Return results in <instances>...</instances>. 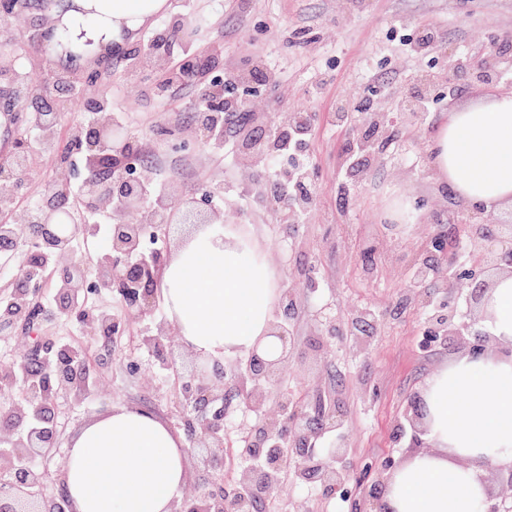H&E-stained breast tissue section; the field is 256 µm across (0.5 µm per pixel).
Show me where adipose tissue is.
<instances>
[{
    "instance_id": "obj_1",
    "label": "adipose tissue",
    "mask_w": 512,
    "mask_h": 512,
    "mask_svg": "<svg viewBox=\"0 0 512 512\" xmlns=\"http://www.w3.org/2000/svg\"><path fill=\"white\" fill-rule=\"evenodd\" d=\"M61 15L74 42L108 46L137 32L169 0H75ZM437 181L463 201L512 205V95L449 112L430 148ZM161 290L168 316L194 354L213 359L271 344L269 265L224 225L200 228L171 254ZM488 331L499 351L463 354L421 391L432 447L412 454L385 488L386 512H477L488 461L512 463V275L496 280ZM185 453L150 414L118 407L83 426L64 474L71 512H170L184 487Z\"/></svg>"
}]
</instances>
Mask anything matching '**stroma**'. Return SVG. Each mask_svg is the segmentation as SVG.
Instances as JSON below:
<instances>
[{"mask_svg": "<svg viewBox=\"0 0 512 512\" xmlns=\"http://www.w3.org/2000/svg\"><path fill=\"white\" fill-rule=\"evenodd\" d=\"M172 13L159 14L133 37L113 48L102 79L109 88L112 113L119 116L121 134L139 139V165L161 191L186 197L210 193L213 208L223 212L232 235L247 241L267 259L273 286L288 287L289 279L314 273L316 286L303 308L291 319L295 349L283 385L299 397L306 412L322 404L335 422L323 434L324 447L343 445L338 468L351 479L341 494L327 496L318 489L296 485L292 475L282 479L280 492L260 500L256 512H355L370 500L369 486L359 476L376 470L388 458H405L413 430L404 414L418 404L428 378L458 354L452 341L423 345V328L440 305L466 312L470 302L455 286L427 289V302L409 291L412 267L426 241L445 236L456 266H468L470 256L461 231L452 230L448 213L461 209L473 223L485 211L462 203L452 190L438 184L429 165V148L442 120L456 105L486 94H512V0H172ZM59 0H30L24 13L0 22V44L14 51L15 88L28 97L31 112H58L54 149L33 153L29 174L14 203L15 213L38 206L46 186L70 179L72 197L86 177L84 166L63 167L59 161L70 146L72 126L83 120L89 72L96 57L86 51L57 52L67 64L72 83L50 93L42 85L53 72L41 55L44 28ZM190 20L191 41L176 43L172 56L214 47L223 53L213 61L209 76L261 65L268 76L249 86L254 113H312L308 141L310 173L318 191L315 210L300 224L279 220L275 198L267 183L268 169L244 168L238 154L215 145H197L189 136L195 125L193 101L198 89L159 100L154 85L160 75L140 67L130 80L124 54L140 48L150 33L160 31L172 15ZM424 26L441 35L431 50L411 56L403 43ZM487 47L494 48V66H506L496 83L475 85L467 66L449 71V62L468 63ZM430 77L429 110L417 129L394 125L396 145L384 163L372 166L361 185L343 176L344 150L352 137L332 126L329 113L343 100L365 104L368 110L400 113L402 99L414 81ZM325 81L319 97L308 94L315 78ZM56 291L43 289L41 314L33 329L16 328L0 334V364L18 359L28 335L57 344H78L86 352L90 388L84 396L59 400L55 423L60 431L54 457L39 459L54 490H61L69 461L70 442L91 420L127 406L150 412L184 439L180 390L159 355L182 345L181 337L163 340L160 348L141 345L152 322L167 318L165 303L150 316L130 318L123 335L92 334L74 318L56 316ZM371 309L378 323L367 352L356 347L351 318L358 309ZM329 313L340 328L324 344L317 322Z\"/></svg>", "mask_w": 512, "mask_h": 512, "instance_id": "1", "label": "stroma"}]
</instances>
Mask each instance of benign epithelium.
<instances>
[{"label":"benign epithelium","mask_w":512,"mask_h":512,"mask_svg":"<svg viewBox=\"0 0 512 512\" xmlns=\"http://www.w3.org/2000/svg\"><path fill=\"white\" fill-rule=\"evenodd\" d=\"M139 63L153 65L161 71L170 68L168 56L151 49L141 53ZM93 107L97 110L96 126L85 129L73 126L71 145L78 147L85 159L88 176L84 179L81 200L84 211L109 212L115 224L105 248L92 260H79L74 244L80 239L94 238L99 225L87 224L69 206L70 186L67 180L51 183L45 202L38 209L35 231L29 235L23 228L28 219L17 216L13 221L0 222V249L5 251L3 262L12 264L14 283L7 298L0 302V330L18 324H30L39 314L36 297L42 288L39 269L51 268L58 293L56 313L62 317H78L95 335H115L125 327V320L108 310L97 313L84 311L79 299L94 288L116 291L126 300L128 311L145 315L155 301L157 285L167 258L162 254L147 255V232L152 229L170 239L175 224H216L224 222V214L214 210L197 197L176 198L173 195L148 197V175L133 167L139 154L138 145L119 136L112 126L111 102L104 87L94 88ZM302 112H289L284 120L270 113H257L263 124L289 127L301 121ZM42 128L40 146L53 140L60 114L41 112L37 117ZM32 147L17 141L13 150L0 160V208L13 204L21 178L28 173L27 158ZM117 167V178H102L97 172L104 167ZM473 256L471 269L459 274L457 287L467 292L474 303L467 321L459 320L454 308L446 310L440 320L432 321L433 336L452 339L459 348L472 352L489 351L496 340L480 329L483 311L491 293L490 279L512 275V225L508 231L491 241L488 232L468 233ZM415 276L432 279L435 288L448 287V268L425 256L416 268ZM313 286L312 278L293 280L280 299L289 310L298 308ZM168 327L156 322L141 336L144 345L154 347ZM273 349L254 348L248 365L227 362L224 376H210L206 364L185 376L173 354L161 358L166 369L181 381L182 401L188 406L208 405L224 399V384H231L243 406L262 416L259 425L241 430L242 448L239 455L248 456L249 449H269L277 456H288L297 482L313 484L326 495L333 494L348 481L347 474L336 467V459L345 449L326 448L314 456L307 451L326 425L321 417L311 418L295 405L288 409V394L279 393L270 402L272 390L278 387L294 351V339L282 322L273 323ZM32 346L43 353L36 368H31L26 356L10 365L0 364V390L20 389V398L9 402L8 423L0 428V512H68L65 498L49 486L46 473L29 464L34 456L46 457L57 448V432L53 415L60 395L80 396L88 388L84 373L82 350L74 345L57 346L31 337ZM184 422L192 431V447L206 449L199 463L217 471L213 485L186 494L173 504L172 512H256L254 497L241 493L256 483L264 482L266 495L281 489L280 481L265 480V474L251 467L238 471L235 481L224 483L219 465L224 463L227 434L221 413L186 414Z\"/></svg>","instance_id":"1"}]
</instances>
